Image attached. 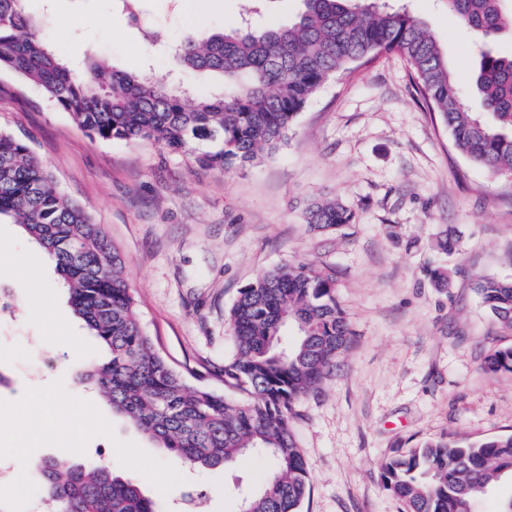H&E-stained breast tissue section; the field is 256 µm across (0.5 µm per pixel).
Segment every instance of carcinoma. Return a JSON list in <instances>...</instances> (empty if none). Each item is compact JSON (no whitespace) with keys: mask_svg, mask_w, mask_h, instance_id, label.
<instances>
[{"mask_svg":"<svg viewBox=\"0 0 512 512\" xmlns=\"http://www.w3.org/2000/svg\"><path fill=\"white\" fill-rule=\"evenodd\" d=\"M25 2L0 0V70L37 86L91 136L152 139L220 173L244 168L286 142L298 114L336 72L394 51L455 148L491 174L512 177V54L480 53L467 100L424 22L388 0H302L303 11L288 26L244 18L204 41L188 35L165 46L179 68L219 83V94L171 87L95 58L78 74L42 38ZM504 2L448 0V9L486 44L512 32V9ZM0 215L54 260L74 314L106 352L103 361L77 370L79 384L96 389L114 413L194 468L224 469L246 454L269 460L262 490L235 512H299L310 472L292 434L293 407L338 365L351 335L334 273L312 263L281 266L239 289L228 312L229 392L217 393L189 386L156 351L105 228L57 189L25 143L2 132ZM352 218L337 201L314 203L304 216L321 230ZM476 292L496 322L512 329V278L483 277ZM483 369L512 372V348L488 354ZM39 469L55 512H156L110 463L88 468L53 459ZM379 470L384 488L408 512H475L478 500L512 480V435L428 440L384 458Z\"/></svg>","mask_w":512,"mask_h":512,"instance_id":"obj_1","label":"carcinoma"}]
</instances>
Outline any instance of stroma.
Here are the masks:
<instances>
[{
	"mask_svg": "<svg viewBox=\"0 0 512 512\" xmlns=\"http://www.w3.org/2000/svg\"><path fill=\"white\" fill-rule=\"evenodd\" d=\"M180 0H141L131 23L123 0H27L72 66L89 58L167 82V57L144 37L185 34ZM434 36L460 80L477 62L472 39L446 0H400ZM111 28V39L101 37ZM0 131L25 142L57 186L107 230L145 331L190 385L225 392L231 357L227 311L265 270L310 262L336 274V297L352 330L341 363L295 406L292 430L311 482L301 512H405L381 482L379 463L443 435L478 441L512 434V373L482 368L512 348L475 291L479 278H512V178L494 177L459 153L429 112L406 60L382 53L341 71L300 112L286 143L256 165L206 171L151 140H102L81 130L40 90L0 71ZM348 206L352 223L320 233L303 221L312 203ZM451 235L456 250L438 246ZM0 461L12 480L0 512H46L40 461L112 463L135 480L157 512H235L240 489L259 490L268 465L190 467L158 448L103 399L75 383L77 362L102 358L67 302L32 308L22 278L60 279L50 256L0 216ZM449 285L437 287L435 269ZM76 336L80 358L60 344ZM41 394L52 408L37 405ZM27 417L19 436L14 421Z\"/></svg>",
	"mask_w": 512,
	"mask_h": 512,
	"instance_id": "obj_1",
	"label": "stroma"
}]
</instances>
